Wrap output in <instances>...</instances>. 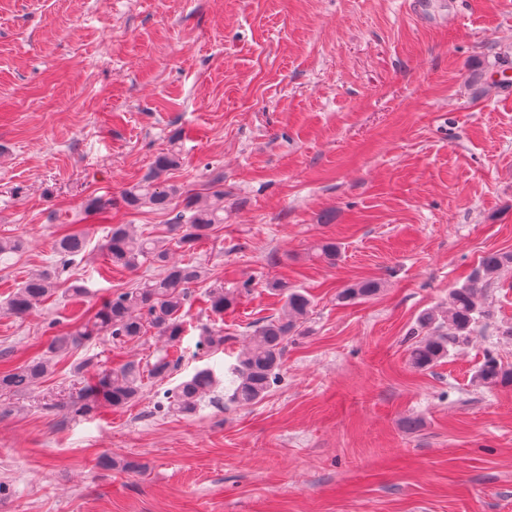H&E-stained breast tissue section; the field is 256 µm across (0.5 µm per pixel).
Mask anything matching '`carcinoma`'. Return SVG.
I'll return each mask as SVG.
<instances>
[{"label":"carcinoma","instance_id":"cac0c4a2","mask_svg":"<svg viewBox=\"0 0 512 512\" xmlns=\"http://www.w3.org/2000/svg\"><path fill=\"white\" fill-rule=\"evenodd\" d=\"M178 164L179 152L175 149L159 155L153 163L152 173L123 192V205L132 210L146 206L157 210L169 209L180 189L159 182V177ZM187 207L190 216L178 212L172 218V230L179 232L175 241L178 247L191 246L208 238L218 225L224 223V191H216L211 202L200 204L191 200ZM87 245L88 240L82 232L70 231L61 235L55 242L57 262L53 270L29 276L9 297L8 312L24 316L35 309L57 288L58 281L69 272L76 258L84 255ZM105 251L112 266L135 271L148 262L159 268L161 274L105 300L94 315L92 327L53 337L50 352L64 353L92 337L120 344L144 336L150 328L156 330L166 344L177 345L184 333L183 311L189 299L190 286L203 280L204 268L190 261H172L166 242L138 232L131 224L109 225ZM509 268H512V252L486 253L470 280L448 290L447 307L427 309L419 314L417 327L425 336L409 348L413 367L418 370L433 368L448 355V344L467 339L476 323L489 317V311L481 302L484 288L490 285L492 278ZM268 287L283 295V311L263 321L254 330L248 344L236 356L235 363L227 368L233 385L229 400L237 406H250L262 401L282 381L281 368L288 341L298 335L311 308L309 296L298 289L278 283H270ZM380 289L379 280L364 279L342 289L337 299L344 303L365 300L377 295ZM205 296L209 309L216 316L224 315L236 300L234 293L224 291L221 284L207 289ZM50 368V360L36 357L0 371V395L31 390ZM174 369L175 363L165 356L157 357L146 371L139 363L129 361L88 383L78 400L59 401L56 407L61 410L71 408L85 414L102 402L112 407H123L139 397L144 374L162 380ZM477 378L490 387L509 386L512 385V368L504 367L494 354L488 352L477 370ZM216 382L213 369H198L190 378L166 392L164 401L157 408L164 413L190 416L197 411L201 399Z\"/></svg>","mask_w":512,"mask_h":512}]
</instances>
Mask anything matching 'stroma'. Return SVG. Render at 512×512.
Segmentation results:
<instances>
[{"label": "stroma", "mask_w": 512, "mask_h": 512, "mask_svg": "<svg viewBox=\"0 0 512 512\" xmlns=\"http://www.w3.org/2000/svg\"><path fill=\"white\" fill-rule=\"evenodd\" d=\"M182 191L171 211L119 200L156 156ZM224 178V222L175 259L225 288L254 279L223 317L191 290L174 347L155 333L93 339L0 417V512H512V386L480 384L485 353L512 368V270L484 294L490 318L431 369L408 361L423 310L448 303L489 251L512 252V0H0V365L44 356L96 304L154 275L111 267L112 221L171 239L172 212ZM89 246L30 314L5 302L55 259L63 231ZM335 240V263L318 257ZM374 298L339 303L356 281ZM277 280L312 307L282 381L260 403L223 386L191 417L165 392L279 315ZM220 329L223 350L197 348ZM169 353L127 407L54 408L109 370ZM381 286V282L377 279H364L343 288L337 294V299L344 303L365 300L377 295Z\"/></svg>", "instance_id": "1"}]
</instances>
